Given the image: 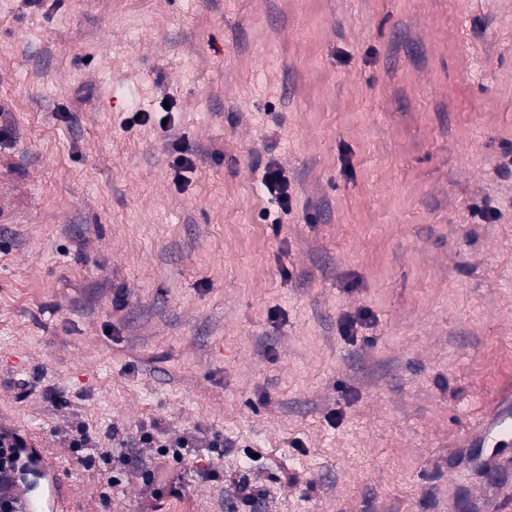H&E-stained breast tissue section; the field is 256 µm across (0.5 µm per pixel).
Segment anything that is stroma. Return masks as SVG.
Wrapping results in <instances>:
<instances>
[{"label": "stroma", "mask_w": 512, "mask_h": 512, "mask_svg": "<svg viewBox=\"0 0 512 512\" xmlns=\"http://www.w3.org/2000/svg\"><path fill=\"white\" fill-rule=\"evenodd\" d=\"M509 384L512 0H0V422L69 512L244 479L252 512H504L463 438ZM144 427L224 448L113 482ZM172 149L176 154L173 160V166L175 170V184H181L184 181V174L192 172L194 170V162L192 159V153L189 152L188 148L182 144L179 139L173 140ZM262 184L267 193L274 199L277 206L288 212L291 206L288 181L283 175L282 169L274 161H267L263 166ZM58 434L62 435L65 448L77 453L99 443L96 434L90 432L89 426L78 418H66L58 429Z\"/></svg>", "instance_id": "stroma-1"}]
</instances>
